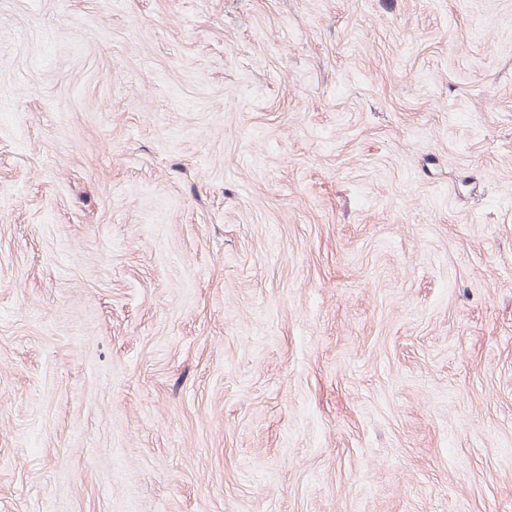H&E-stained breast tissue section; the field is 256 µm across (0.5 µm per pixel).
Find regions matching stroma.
<instances>
[{"instance_id":"stroma-1","label":"stroma","mask_w":512,"mask_h":512,"mask_svg":"<svg viewBox=\"0 0 512 512\" xmlns=\"http://www.w3.org/2000/svg\"><path fill=\"white\" fill-rule=\"evenodd\" d=\"M0 512H512V0H0Z\"/></svg>"}]
</instances>
